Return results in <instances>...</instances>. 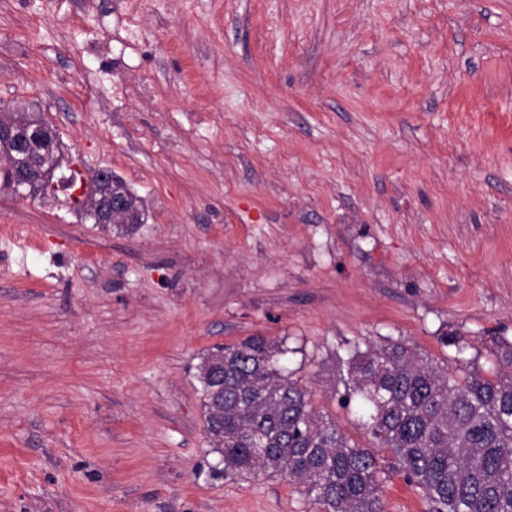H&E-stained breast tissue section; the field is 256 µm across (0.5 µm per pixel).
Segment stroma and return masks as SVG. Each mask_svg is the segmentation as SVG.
Returning <instances> with one entry per match:
<instances>
[{"label":"stroma","instance_id":"obj_1","mask_svg":"<svg viewBox=\"0 0 512 512\" xmlns=\"http://www.w3.org/2000/svg\"><path fill=\"white\" fill-rule=\"evenodd\" d=\"M128 233L0 186V512H314L224 478L203 358L250 336L360 445L348 351L512 340V0H0V109ZM385 512H427L388 473ZM90 180L96 184L97 194L86 197L84 192L85 179L74 182L71 185L70 192L73 202L82 204L86 215L99 222V224L103 223L101 224L102 227L116 226L126 231H132L137 226V224H131L134 223L133 210L127 197L112 194V170L107 168L95 169L90 174ZM95 184H93V193L96 190ZM112 222L117 224H106Z\"/></svg>","mask_w":512,"mask_h":512}]
</instances>
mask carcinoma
Listing matches in <instances>:
<instances>
[{
	"label": "carcinoma",
	"instance_id": "1",
	"mask_svg": "<svg viewBox=\"0 0 512 512\" xmlns=\"http://www.w3.org/2000/svg\"><path fill=\"white\" fill-rule=\"evenodd\" d=\"M287 352L251 336L203 359L205 432L224 478L282 474L316 512H384L391 470L428 512H512V341L495 340L489 367L455 371L399 339L348 353L338 404L371 448L314 408Z\"/></svg>",
	"mask_w": 512,
	"mask_h": 512
}]
</instances>
